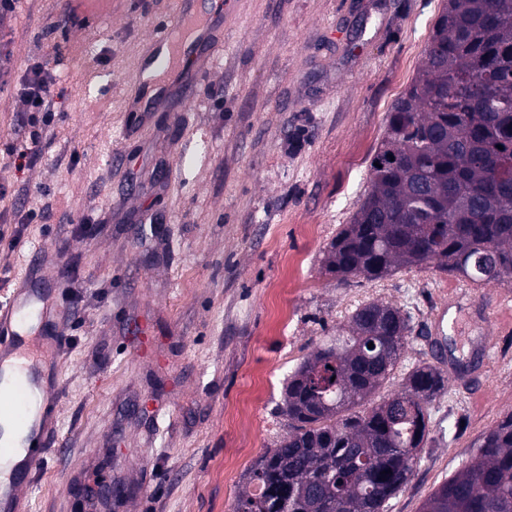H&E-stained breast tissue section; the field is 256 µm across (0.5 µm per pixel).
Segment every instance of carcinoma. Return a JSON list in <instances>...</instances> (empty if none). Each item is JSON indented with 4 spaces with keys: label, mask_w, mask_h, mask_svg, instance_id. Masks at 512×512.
Wrapping results in <instances>:
<instances>
[{
    "label": "carcinoma",
    "mask_w": 512,
    "mask_h": 512,
    "mask_svg": "<svg viewBox=\"0 0 512 512\" xmlns=\"http://www.w3.org/2000/svg\"><path fill=\"white\" fill-rule=\"evenodd\" d=\"M370 189L324 252L341 283L434 267L476 285L512 279V0H444L420 69L392 103ZM410 316L357 307L288 375V431L248 472L236 512H388L448 389L421 361L395 391ZM420 512H512V412Z\"/></svg>",
    "instance_id": "obj_1"
}]
</instances>
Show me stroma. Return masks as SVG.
<instances>
[{"instance_id": "35a3bbf8", "label": "stroma", "mask_w": 512, "mask_h": 512, "mask_svg": "<svg viewBox=\"0 0 512 512\" xmlns=\"http://www.w3.org/2000/svg\"><path fill=\"white\" fill-rule=\"evenodd\" d=\"M441 7L227 0L207 76L146 114L130 102L172 0H22L0 19L15 68L0 89V146L29 133L19 76L47 58L63 89L36 166L16 169L0 149V210H49L18 245L0 241V298L40 270L55 314L31 348L66 340L65 452L30 490V512H83L92 484L103 512H235L250 465L287 430L288 374L365 302L410 315L402 368L423 359L443 308L455 356L482 348L471 370L486 374L482 389L453 381L433 402L422 459L389 512H419L512 411L511 283L424 268L339 283L322 266Z\"/></svg>"}]
</instances>
